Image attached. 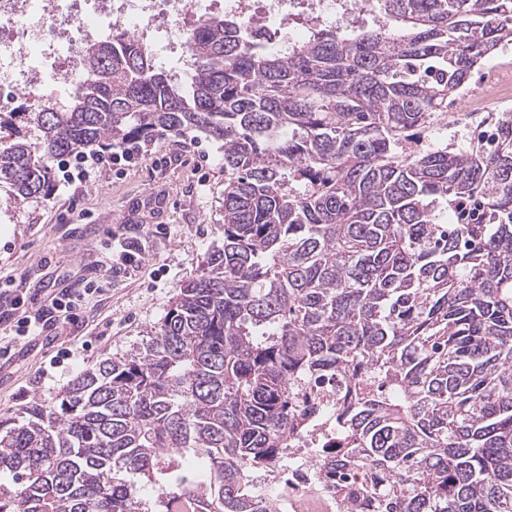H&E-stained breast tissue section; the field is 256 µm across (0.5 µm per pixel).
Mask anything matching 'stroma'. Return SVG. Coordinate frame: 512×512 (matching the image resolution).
I'll list each match as a JSON object with an SVG mask.
<instances>
[{
  "label": "stroma",
  "mask_w": 512,
  "mask_h": 512,
  "mask_svg": "<svg viewBox=\"0 0 512 512\" xmlns=\"http://www.w3.org/2000/svg\"><path fill=\"white\" fill-rule=\"evenodd\" d=\"M223 192V145L167 133L141 144L133 164L78 186L21 203L0 190V285L23 296L28 316H41L61 289L111 279L78 321L56 320L22 342L0 334V415L17 416L35 398L54 402L82 370L128 350L158 322L182 281L222 243ZM114 233L140 250L124 270L110 248ZM76 336L86 349L51 367Z\"/></svg>",
  "instance_id": "1"
}]
</instances>
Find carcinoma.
Segmentation results:
<instances>
[{
    "mask_svg": "<svg viewBox=\"0 0 512 512\" xmlns=\"http://www.w3.org/2000/svg\"><path fill=\"white\" fill-rule=\"evenodd\" d=\"M375 7L397 26L288 53L207 19L183 80L116 31L66 108L24 113L38 143L0 114L19 202L61 156L224 145V244L145 341L0 426V512H271L247 474L302 424L290 381L336 375L319 463L350 512H512V113L490 146L413 140L512 43V0Z\"/></svg>",
    "mask_w": 512,
    "mask_h": 512,
    "instance_id": "cac0c4a2",
    "label": "carcinoma"
}]
</instances>
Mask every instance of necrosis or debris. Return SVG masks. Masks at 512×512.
<instances>
[{"mask_svg": "<svg viewBox=\"0 0 512 512\" xmlns=\"http://www.w3.org/2000/svg\"><path fill=\"white\" fill-rule=\"evenodd\" d=\"M372 10L371 0H0V112L7 95L42 90L66 106L87 72V45L124 30L158 58H187V36L212 12L237 20L253 42L278 47L306 42L325 22L351 27ZM336 382H296L294 402L311 412L308 430L289 433L279 465L257 478L254 490L276 512H348L319 469V445L336 441Z\"/></svg>", "mask_w": 512, "mask_h": 512, "instance_id": "1", "label": "necrosis or debris"}]
</instances>
